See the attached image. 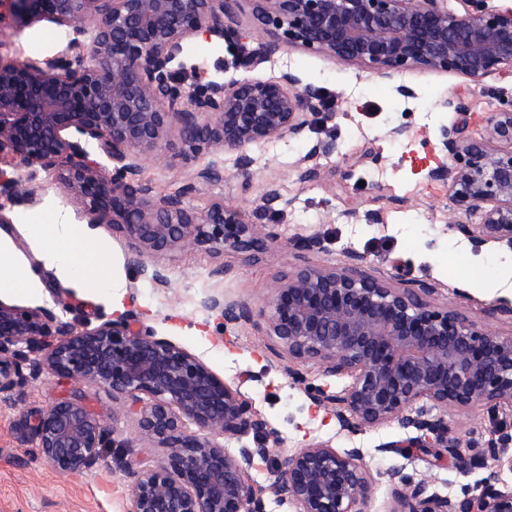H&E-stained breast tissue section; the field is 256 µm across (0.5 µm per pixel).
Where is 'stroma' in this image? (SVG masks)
Listing matches in <instances>:
<instances>
[{
    "mask_svg": "<svg viewBox=\"0 0 512 512\" xmlns=\"http://www.w3.org/2000/svg\"><path fill=\"white\" fill-rule=\"evenodd\" d=\"M66 41L65 32L49 22L6 27L0 29V54L42 59L56 55ZM191 43L203 50L192 60L202 80H266L289 70L303 83L322 89L326 112L333 117L311 116L303 137L252 147L254 166L248 180L239 174L234 153L205 150L190 160L178 132H170L166 162L145 165L144 182L156 192L174 194L199 164H217L224 171L223 179L200 186L188 199L197 209L216 199L232 205L255 201L266 182H275L285 200L282 211L269 219L275 231L285 239L320 234L325 250L298 252L278 246L256 260L232 251L220 256L204 249L175 250L161 259L169 278L166 288L155 287L134 270L122 268L126 312L199 355L227 383L239 385L245 398L278 430L280 454L294 453L319 440L339 449L362 448L374 484L371 512H387L388 473L396 467L418 479L432 478L435 489L444 495L456 493L462 483L481 480L487 473L481 466L463 477L452 464L434 467L432 456L394 452L393 444L409 438L397 423L356 434L340 431L332 412L315 406L307 391L314 387L342 391L351 385V376H327L312 363L293 366L287 352L267 335L264 323L225 325L221 314L206 309L203 300L215 290L209 273L219 264L228 270L225 297L256 303L270 294L279 278L308 265L343 264L347 253L355 251L365 257L366 270L390 286H399L405 279L429 283L435 289L430 297L433 305H452L476 326L512 336V319L490 313L497 299L512 297V280L502 278L504 268L512 266V249L488 246L474 251L448 227L447 183L428 176L430 170L448 164L441 145L442 129L463 121L467 135L483 136L498 105L495 91L512 95V75L486 77L489 91L483 94L459 74L410 71L402 80L416 95L406 98L396 92L394 81L359 65L298 48L247 70L236 65L235 59L238 52L253 49L248 39L229 45L220 56L206 53L203 36L192 38ZM456 95L467 100L466 115L442 107V100ZM330 139L337 144L335 153L310 156L316 142ZM307 157L321 176L303 183L297 169ZM34 193V204L7 210L8 221L0 224V240L13 249L41 288L32 297L5 292L0 300L35 306L59 298L68 303L66 317L71 321L99 312L111 314L112 302L105 292L83 294L69 288L43 265L31 241V230L37 224L57 218L84 224L81 201L52 175L40 176ZM354 208L359 211L355 217L350 214ZM369 210L381 212V223L365 220ZM292 366L297 376L289 375ZM73 392L69 382L50 377L30 383L15 405L0 403V512H131L132 480L111 462L80 475L61 476L37 456L28 440V428L39 414ZM447 421L465 453L472 446L484 445L494 429L512 424V407L456 412Z\"/></svg>",
    "mask_w": 512,
    "mask_h": 512,
    "instance_id": "stroma-1",
    "label": "stroma"
}]
</instances>
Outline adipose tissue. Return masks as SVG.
Returning a JSON list of instances; mask_svg holds the SVG:
<instances>
[{
	"instance_id": "obj_1",
	"label": "adipose tissue",
	"mask_w": 512,
	"mask_h": 512,
	"mask_svg": "<svg viewBox=\"0 0 512 512\" xmlns=\"http://www.w3.org/2000/svg\"><path fill=\"white\" fill-rule=\"evenodd\" d=\"M36 237L44 265L54 268L62 280L78 290L122 287V279L114 274L111 256H99L92 265L85 263V256L94 252L95 247L84 237L78 225L61 221L43 224Z\"/></svg>"
}]
</instances>
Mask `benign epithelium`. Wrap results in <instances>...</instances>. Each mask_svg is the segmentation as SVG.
<instances>
[{
	"instance_id": "7a95c632",
	"label": "benign epithelium",
	"mask_w": 512,
	"mask_h": 512,
	"mask_svg": "<svg viewBox=\"0 0 512 512\" xmlns=\"http://www.w3.org/2000/svg\"><path fill=\"white\" fill-rule=\"evenodd\" d=\"M244 0H0V26L47 21L66 30L64 50L51 58L0 56V164L24 171L0 176L4 211L34 202L42 172L55 174L84 205L86 223L105 225L128 242V267L159 288L169 284L159 258L174 250L230 249L256 255L278 242L264 219L283 199L266 184L252 216L216 200L187 204L201 185L223 178L214 163L198 167L181 191L156 194L141 178L144 162L166 158L171 129L192 154L236 153L237 170L252 175L251 146L298 138L307 114L324 98L285 71L268 80L203 81L179 60L199 34L226 40L243 29L259 37L239 58L256 68L291 47L353 62L389 80L410 70L464 75L478 83L512 66V10L465 0L462 14L445 0H251L253 23L242 26ZM448 167L430 178L448 181L454 217L448 228L476 251L512 249V99H499L488 137L463 128L441 132ZM505 144L508 149L499 148ZM94 147L112 169L90 159ZM318 234L295 236L291 250L319 252ZM351 252L342 267L313 265L279 279L261 304L209 294L203 305L224 324L263 320L288 357L331 375L350 373L341 395L315 388L313 404L332 411L348 433L396 421L432 434L462 475L489 466L483 480L453 495L433 490L401 468L389 472V512H512V489L499 472L512 470V426L494 432L471 454L458 451L444 416L460 410L512 406V336L478 328L427 297L428 284L392 288L363 269ZM63 377L73 397L48 405L30 429L40 458L61 476L93 469L112 449V462L132 478L131 512H266L246 478L257 458L273 462L271 495L296 512H369L373 481L362 449L314 442L277 453L280 435L241 392L198 356L132 319H101L82 329L46 306L0 300V402L13 404L31 381ZM112 395V421L134 419L143 448H163L146 465L115 427L83 402L82 388ZM439 411L436 416L430 410ZM195 429H190V426ZM253 436L254 446L231 452L222 439Z\"/></svg>"
}]
</instances>
